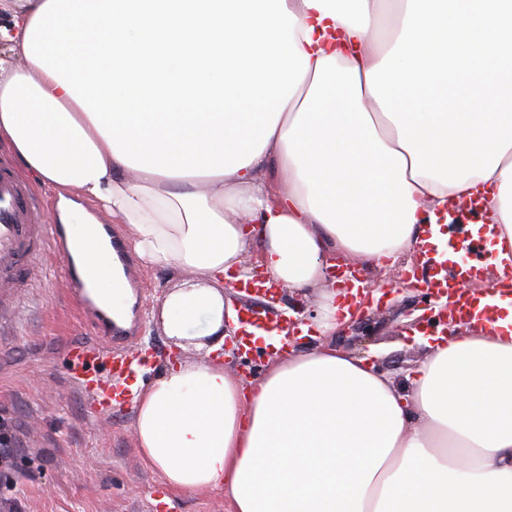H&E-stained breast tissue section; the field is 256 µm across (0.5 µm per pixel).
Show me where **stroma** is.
Segmentation results:
<instances>
[{"mask_svg":"<svg viewBox=\"0 0 512 512\" xmlns=\"http://www.w3.org/2000/svg\"><path fill=\"white\" fill-rule=\"evenodd\" d=\"M131 265L128 325L136 353L147 356L145 369L160 372L173 350L183 363L202 359L195 347L175 350L153 317L179 274L136 259ZM405 276L402 262L370 276V285H384L393 294L387 305L368 312L372 340L340 344L384 361L385 375L399 386L427 352L422 334H408V327L434 317L430 297L421 288L405 289ZM21 302L17 322L0 333V432L11 436L13 448L8 463H0V512H151L148 490L159 480L139 457L133 407H116L111 419H102L69 380L65 347L94 336L95 328L73 308L58 257L47 255Z\"/></svg>","mask_w":512,"mask_h":512,"instance_id":"stroma-1","label":"stroma"}]
</instances>
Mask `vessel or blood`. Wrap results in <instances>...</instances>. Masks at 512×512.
<instances>
[{
  "instance_id": "1",
  "label": "vessel or blood",
  "mask_w": 512,
  "mask_h": 512,
  "mask_svg": "<svg viewBox=\"0 0 512 512\" xmlns=\"http://www.w3.org/2000/svg\"><path fill=\"white\" fill-rule=\"evenodd\" d=\"M437 218L446 223L449 238L460 246L447 272L432 276L427 283L428 288L454 297L448 311L439 315V322L460 316L490 325L498 323L503 305L512 306V260L502 263L499 275L485 292L467 289L468 284L482 281L489 266L483 244L498 232L486 202L473 198L464 204L454 203ZM50 252L60 258L66 255L62 226L45 223L30 183L10 164L0 162V318L14 313L34 272ZM70 279L76 306L82 313L93 315L100 331L93 341L70 343V379L88 400L98 404L100 415L108 417L113 404L125 402L129 395L121 388V381L136 372L134 361L124 352L127 331L96 310L84 294L85 284L78 273H71ZM100 360L109 365V380L90 376Z\"/></svg>"
}]
</instances>
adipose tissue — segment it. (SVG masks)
I'll use <instances>...</instances> for the list:
<instances>
[{
  "label": "adipose tissue",
  "instance_id": "adipose-tissue-1",
  "mask_svg": "<svg viewBox=\"0 0 512 512\" xmlns=\"http://www.w3.org/2000/svg\"><path fill=\"white\" fill-rule=\"evenodd\" d=\"M0 146L57 198L79 275L123 316L127 279L84 208L140 261L185 273L162 302L178 346L234 334L268 283L320 292L325 342L255 381L202 360L136 378L141 459L231 512H512V334L472 322L398 389L336 348V259L367 273L486 199L512 254V0H0ZM23 64H14V57ZM286 186L274 197L270 179Z\"/></svg>",
  "mask_w": 512,
  "mask_h": 512
}]
</instances>
